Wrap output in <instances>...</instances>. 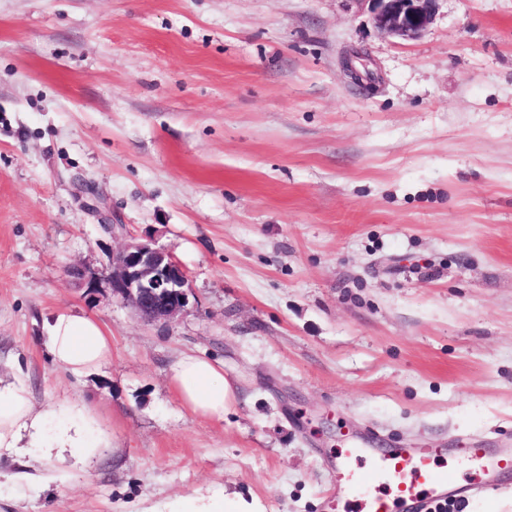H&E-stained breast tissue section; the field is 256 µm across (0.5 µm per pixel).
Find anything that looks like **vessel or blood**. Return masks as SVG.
I'll list each match as a JSON object with an SVG mask.
<instances>
[{
    "instance_id": "b4317fda",
    "label": "vessel or blood",
    "mask_w": 512,
    "mask_h": 512,
    "mask_svg": "<svg viewBox=\"0 0 512 512\" xmlns=\"http://www.w3.org/2000/svg\"><path fill=\"white\" fill-rule=\"evenodd\" d=\"M456 459L476 471L474 492L501 491L512 470V454L495 448H461ZM331 472L343 490L331 497L332 512H428L456 486L445 449L384 447L375 439L340 449Z\"/></svg>"
}]
</instances>
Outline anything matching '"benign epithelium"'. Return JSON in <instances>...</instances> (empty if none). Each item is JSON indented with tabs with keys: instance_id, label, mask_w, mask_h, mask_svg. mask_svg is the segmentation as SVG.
Masks as SVG:
<instances>
[{
	"instance_id": "1",
	"label": "benign epithelium",
	"mask_w": 512,
	"mask_h": 512,
	"mask_svg": "<svg viewBox=\"0 0 512 512\" xmlns=\"http://www.w3.org/2000/svg\"><path fill=\"white\" fill-rule=\"evenodd\" d=\"M372 21L382 34L400 39L418 37L432 22L438 0H372ZM69 274L95 299L104 289L129 306L147 324L167 325L192 307L187 273L151 239L127 242L100 267L78 265Z\"/></svg>"
}]
</instances>
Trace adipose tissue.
<instances>
[{"instance_id":"adipose-tissue-1","label":"adipose tissue","mask_w":512,"mask_h":512,"mask_svg":"<svg viewBox=\"0 0 512 512\" xmlns=\"http://www.w3.org/2000/svg\"><path fill=\"white\" fill-rule=\"evenodd\" d=\"M41 343L49 360L81 377L104 366L112 356V338L93 317L63 309L42 323ZM167 383L181 404L195 416L220 422L233 399L223 364L196 354L177 357L167 372ZM95 411L85 404L61 410L36 406L26 390L21 371L0 376V454L30 451L38 463L62 453L80 460L95 457L108 447ZM141 512H266L254 495L224 489L200 488L143 507Z\"/></svg>"}]
</instances>
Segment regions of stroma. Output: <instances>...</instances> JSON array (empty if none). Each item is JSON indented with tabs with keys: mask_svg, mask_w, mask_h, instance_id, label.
Here are the masks:
<instances>
[{
	"mask_svg": "<svg viewBox=\"0 0 512 512\" xmlns=\"http://www.w3.org/2000/svg\"><path fill=\"white\" fill-rule=\"evenodd\" d=\"M371 0H0V371L80 399L89 465L0 458V512H140L211 485L329 512L345 435L512 449V0H438L415 39ZM369 59L373 79L342 62ZM123 224L112 235L102 217ZM153 238L192 311L147 325L69 275ZM98 318L76 378L45 316ZM194 352L223 421L166 384ZM40 340L49 360L75 377L101 368L112 357V336L101 322L70 309L43 321ZM166 377L169 388L188 411L223 421L233 399L223 364L196 354H182L171 364Z\"/></svg>",
	"mask_w": 512,
	"mask_h": 512,
	"instance_id": "1",
	"label": "stroma"
}]
</instances>
